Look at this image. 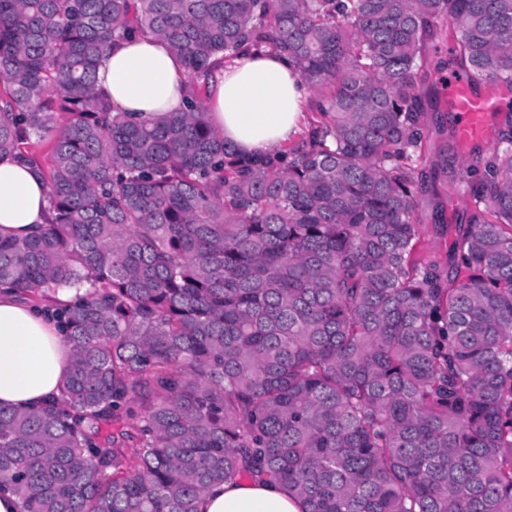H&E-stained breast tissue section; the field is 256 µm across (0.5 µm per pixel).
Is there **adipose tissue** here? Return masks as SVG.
I'll list each match as a JSON object with an SVG mask.
<instances>
[{"instance_id": "obj_1", "label": "adipose tissue", "mask_w": 512, "mask_h": 512, "mask_svg": "<svg viewBox=\"0 0 512 512\" xmlns=\"http://www.w3.org/2000/svg\"><path fill=\"white\" fill-rule=\"evenodd\" d=\"M181 59L153 35L110 46L97 89L115 110L148 119L184 108ZM306 83L276 53L242 50L219 68L208 91V120L236 149L258 156L296 146L305 128ZM48 188L27 161L0 158V233L23 239L45 222ZM69 351L59 327L26 298L0 286V403L34 408L60 394ZM200 512H301L300 502L273 481L225 482L209 488Z\"/></svg>"}]
</instances>
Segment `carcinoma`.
Listing matches in <instances>:
<instances>
[{
    "label": "carcinoma",
    "instance_id": "carcinoma-1",
    "mask_svg": "<svg viewBox=\"0 0 512 512\" xmlns=\"http://www.w3.org/2000/svg\"><path fill=\"white\" fill-rule=\"evenodd\" d=\"M145 34L182 59L187 107L136 122L96 65ZM245 47L314 92L291 151L241 154L208 122L206 85ZM445 65L511 91L512 0H0V157L27 158L49 199L39 235H0V284L78 291L55 313L58 399L0 404V493L198 512L248 475L302 512H512V124L458 170L453 123L420 169ZM464 177L441 260L426 189ZM437 202L441 205L436 215V211H433V206ZM470 202L469 186L466 183L459 184L457 195L453 199L448 201V197L444 195L434 199L430 206L425 209L423 222L427 231L425 245L430 249L439 251L440 256L444 257L456 237L455 224H464L465 211ZM442 221H444L443 230L436 233L434 224H438V222L442 224Z\"/></svg>",
    "mask_w": 512,
    "mask_h": 512
}]
</instances>
